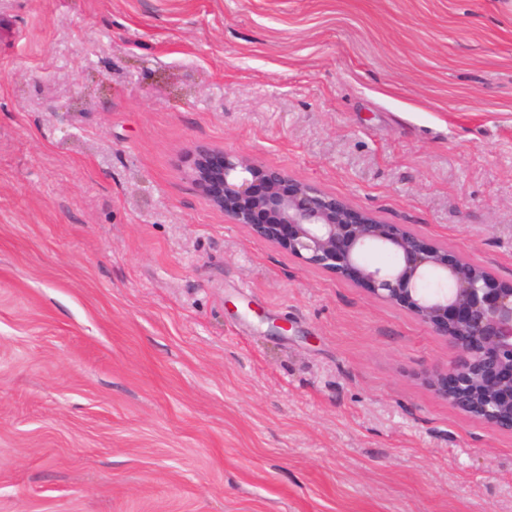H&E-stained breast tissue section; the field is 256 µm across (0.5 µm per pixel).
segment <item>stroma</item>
Returning <instances> with one entry per match:
<instances>
[{
  "label": "stroma",
  "instance_id": "stroma-1",
  "mask_svg": "<svg viewBox=\"0 0 512 512\" xmlns=\"http://www.w3.org/2000/svg\"><path fill=\"white\" fill-rule=\"evenodd\" d=\"M254 157L512 283V0H0V512H512L453 347L225 222Z\"/></svg>",
  "mask_w": 512,
  "mask_h": 512
}]
</instances>
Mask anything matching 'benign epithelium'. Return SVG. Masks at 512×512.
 Instances as JSON below:
<instances>
[{
  "mask_svg": "<svg viewBox=\"0 0 512 512\" xmlns=\"http://www.w3.org/2000/svg\"><path fill=\"white\" fill-rule=\"evenodd\" d=\"M190 177L204 199L251 234L301 262L409 311L456 351L430 389L472 419L512 433V285L401 224L352 207L287 170L198 146ZM371 252L388 266L369 265Z\"/></svg>",
  "mask_w": 512,
  "mask_h": 512,
  "instance_id": "obj_1",
  "label": "benign epithelium"
}]
</instances>
